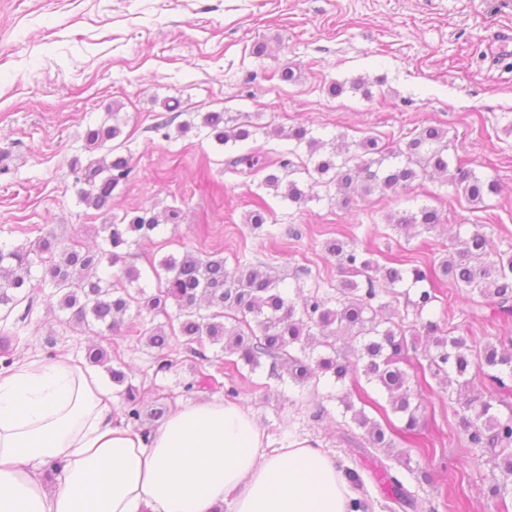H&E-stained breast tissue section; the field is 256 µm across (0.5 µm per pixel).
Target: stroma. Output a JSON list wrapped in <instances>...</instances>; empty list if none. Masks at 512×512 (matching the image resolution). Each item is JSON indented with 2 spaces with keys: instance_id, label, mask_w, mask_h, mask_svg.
<instances>
[{
  "instance_id": "stroma-1",
  "label": "stroma",
  "mask_w": 512,
  "mask_h": 512,
  "mask_svg": "<svg viewBox=\"0 0 512 512\" xmlns=\"http://www.w3.org/2000/svg\"><path fill=\"white\" fill-rule=\"evenodd\" d=\"M512 34V0H0V244L32 242L37 228L61 239L98 244L109 214L137 208H178L181 220L162 225L152 241L130 246L124 263L147 269L168 255L218 253L227 267L238 258L264 263L304 288L335 287L336 261L326 241L355 240L375 259L406 267L440 262L461 224L487 225L492 248L512 256V58L495 53ZM267 45L253 55L255 43ZM295 79L281 81L284 67ZM365 83L357 90L355 80ZM343 84L333 95V83ZM120 109L115 144L132 172L114 193L111 213L80 203L69 172L83 153L85 130ZM227 112L260 125L304 124L315 136H366L394 143L424 125L447 131L453 163L496 179L499 196L476 208L451 185L422 179L398 194L292 204L256 181L224 170L247 145L220 148L204 131L165 138L159 123L174 112ZM263 198L279 237L263 240L245 218ZM427 204L446 227L399 234L387 217ZM433 305L439 332L477 344L507 342L512 320L491 318L449 285ZM418 346L405 370L426 380L421 447L410 450L406 487L414 512H499L483 489L491 465L478 457L458 424L456 404L437 378H424L421 322L394 303ZM56 299L37 292L32 309L17 306L0 323L11 354L43 359L66 353L84 362L86 332L67 324ZM106 348L127 367L145 404L168 395L169 407L199 400L185 393L191 360L154 372L153 351L120 332ZM269 365L238 379L237 403L250 408L267 435L277 428L317 440L341 469L359 473L357 492L368 512H403L387 499L373 459L383 450L354 452L341 441L348 429L335 390L307 386L294 400L269 376ZM431 445L424 453L423 445Z\"/></svg>"
}]
</instances>
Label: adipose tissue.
I'll use <instances>...</instances> for the list:
<instances>
[{"mask_svg": "<svg viewBox=\"0 0 512 512\" xmlns=\"http://www.w3.org/2000/svg\"><path fill=\"white\" fill-rule=\"evenodd\" d=\"M117 411L68 355L0 367V512H354L317 441L274 446L240 404H182L150 430Z\"/></svg>", "mask_w": 512, "mask_h": 512, "instance_id": "adipose-tissue-1", "label": "adipose tissue"}]
</instances>
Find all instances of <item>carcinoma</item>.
<instances>
[{"instance_id": "obj_1", "label": "carcinoma", "mask_w": 512, "mask_h": 512, "mask_svg": "<svg viewBox=\"0 0 512 512\" xmlns=\"http://www.w3.org/2000/svg\"><path fill=\"white\" fill-rule=\"evenodd\" d=\"M107 116L108 120L84 133L86 152L105 149L107 155L85 161L76 156L70 161V171L83 184L79 200L98 211L112 209L114 191L131 172V159L114 153L110 145L121 135L117 113ZM198 118L207 136L224 147L230 142L254 141L260 130L222 112H206ZM264 135L285 137L291 144L276 157L252 147L225 161V169L245 177L261 174L262 185L281 191L283 199L299 205L319 198L320 188L326 197L347 205L356 191L362 196L376 191L395 194L426 176L443 179L454 187L457 197L474 205L500 192L495 180L461 166L450 168L448 134L434 126L393 145L374 136L328 142L301 125L287 132L275 127ZM295 174L305 176L306 186L292 179ZM179 218L175 208L162 212L145 208L111 216L110 222L102 225L101 245L79 240L63 243L48 232L28 245L0 246V309L7 317L17 305L33 301L35 286H47L58 297L59 308L71 313L67 323L93 330L101 337L112 335L125 324L128 336L145 339L147 346L156 349L158 373L173 368V352L182 344L197 359L192 366L195 380L184 386L186 393L197 387L220 386L229 398L238 394L234 378L223 382V359L208 357L207 346L235 357L231 364L237 371L244 366L253 372L267 358L271 360V375L283 384L317 385L329 377L333 384L343 385L348 380L361 407H356L349 393L337 401L343 414L350 415L364 431V441L356 442L347 433L342 438L364 452L369 446L391 448L395 438L411 442L421 429V393L411 389L409 375L401 368L410 360L411 346L388 301L399 294L398 287L408 280L414 285L428 284L417 299H406L418 317L438 300L435 285L448 282L464 291L468 299H483L491 317L512 318V257L506 261L492 257L484 224L456 234L452 250L439 263L424 269L405 268L400 262L381 265L365 257L366 251L357 244L333 239L326 243V251L336 259L342 279L334 293L311 288L299 303L294 297L303 292L300 283L287 287L285 278L272 268L246 260L228 269L224 258L214 253L187 251L179 258L170 255L157 264L150 263L156 283L151 294L139 284L142 273L133 266L123 268L115 280L106 275V269L123 258L122 249L152 239L161 225L175 224ZM267 221L268 210L260 200L247 223L268 237L276 236L278 228ZM388 221L393 230L430 233L444 223V216L437 208L423 205L415 212L391 215ZM36 270L42 271V276L34 285ZM170 302L177 307L173 316L168 313ZM133 307L136 317L126 324L124 316ZM159 315L166 316V322L155 326ZM422 328L428 338V349L424 350L427 369L432 377L457 385L456 403L468 441L488 454L492 464L485 494L504 506L512 494V403L472 389L470 371L477 369L500 393L511 396L512 386L505 378L512 379V345L487 343L479 347L467 336H439L432 321L423 323ZM85 359L92 365H103L112 356L101 345L92 344ZM108 372L112 383L123 387L118 396L125 422L140 427L143 417L158 421L169 412L168 397L159 396L149 413H143L139 388L128 382L123 367L112 366ZM362 380L384 395L387 404L373 398L360 384ZM367 405L379 411L383 421L368 416ZM501 405L508 413L499 411ZM392 414L399 417L401 425L392 422ZM380 471L389 499L402 508H415V497L402 476L391 473L383 462Z\"/></svg>"}]
</instances>
